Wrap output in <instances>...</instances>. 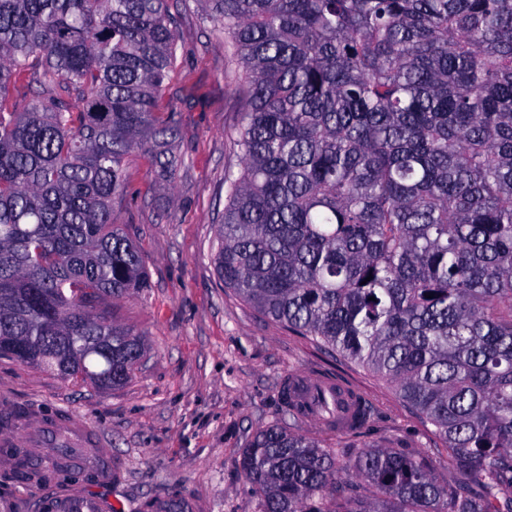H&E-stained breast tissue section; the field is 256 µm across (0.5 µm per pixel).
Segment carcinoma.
<instances>
[{"label":"carcinoma","instance_id":"cac0c4a2","mask_svg":"<svg viewBox=\"0 0 512 512\" xmlns=\"http://www.w3.org/2000/svg\"><path fill=\"white\" fill-rule=\"evenodd\" d=\"M169 2L0 0V355L75 383L146 354L106 308L148 281L114 221L129 156L184 165ZM194 3L238 66L224 287L390 385L454 475L275 424L238 460L261 512H512V0ZM0 454L28 484L65 465Z\"/></svg>","mask_w":512,"mask_h":512}]
</instances>
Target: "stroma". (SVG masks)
Segmentation results:
<instances>
[{
  "label": "stroma",
  "instance_id": "stroma-1",
  "mask_svg": "<svg viewBox=\"0 0 512 512\" xmlns=\"http://www.w3.org/2000/svg\"><path fill=\"white\" fill-rule=\"evenodd\" d=\"M178 31L162 107L179 114L172 150L185 165L159 192L163 172L131 156V189L115 207L117 223L141 250L149 286L112 302V319L145 333L149 350L132 380L112 390L0 358V411L26 412L13 433L39 452L34 430L42 421L62 415L90 429L112 457L118 480L108 495L123 512H147L174 492L193 512H260L237 459L273 424L294 427L345 458L370 446L424 448L448 480L443 442L389 385L263 316L220 282L212 253L224 171L238 165L231 140L238 100L224 78L223 34L192 8L181 12ZM294 374L343 377L370 408L365 428L343 433L294 423L281 398L282 382ZM52 492L13 483L0 467V512H37L38 498Z\"/></svg>",
  "mask_w": 512,
  "mask_h": 512
}]
</instances>
